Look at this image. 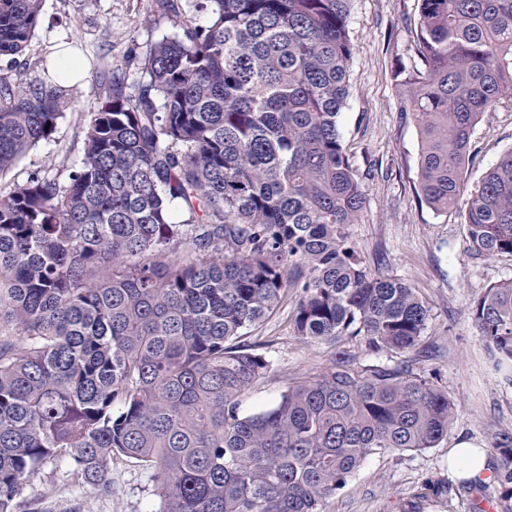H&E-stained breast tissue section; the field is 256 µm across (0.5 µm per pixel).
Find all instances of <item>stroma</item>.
Here are the masks:
<instances>
[{
  "mask_svg": "<svg viewBox=\"0 0 512 512\" xmlns=\"http://www.w3.org/2000/svg\"><path fill=\"white\" fill-rule=\"evenodd\" d=\"M419 0H351L350 37L355 45L349 95L339 115L343 146L362 183L366 202L348 241L376 276H392L415 288L429 310L417 345L374 353L362 338L306 342L293 330L295 296L248 336L241 349L265 356L271 369L241 398L248 415L275 403L302 377L321 374L338 359L352 367L410 364L415 373L445 390L455 416L435 447L368 457L327 512H472L473 504L499 503L492 472L473 484L448 476V451L469 440L496 462L501 434L512 435V364L495 370L480 340L472 307L490 286L512 279L511 256L468 251L460 215L439 213L417 198L420 137L411 115L401 112L398 69L420 67L414 30ZM171 13L158 0H43L41 23L24 56L28 76L35 60L54 45L73 43L84 78L52 135L40 141L0 177V195L35 175H62L82 159L81 131L96 106L93 76L111 67L134 72L132 56L174 34ZM512 149V102L484 113L469 143L464 170L475 186ZM112 489L103 495L76 477L41 474L24 487L42 512H154L157 500L146 470L123 457L112 461Z\"/></svg>",
  "mask_w": 512,
  "mask_h": 512,
  "instance_id": "obj_1",
  "label": "stroma"
}]
</instances>
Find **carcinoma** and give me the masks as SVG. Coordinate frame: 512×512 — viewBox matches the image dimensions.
<instances>
[{
	"label": "carcinoma",
	"instance_id": "obj_1",
	"mask_svg": "<svg viewBox=\"0 0 512 512\" xmlns=\"http://www.w3.org/2000/svg\"><path fill=\"white\" fill-rule=\"evenodd\" d=\"M350 0H195L135 57L102 70L65 181L0 196V512L54 461L102 493L115 457L149 473L156 512H326L374 454L433 448L448 392L406 367L334 365L240 414L270 362L235 345L298 293L310 341L407 350L428 309L348 244L365 194L338 116L354 56ZM42 0H0V57L23 56ZM423 68L400 70L419 129L418 181L457 210L468 249L512 256V149L463 172L485 112L512 89V0H420ZM0 74V175L55 131L67 76ZM186 219L176 222L172 210ZM495 366L512 363V279L472 309ZM494 481L512 500V437Z\"/></svg>",
	"mask_w": 512,
	"mask_h": 512
}]
</instances>
